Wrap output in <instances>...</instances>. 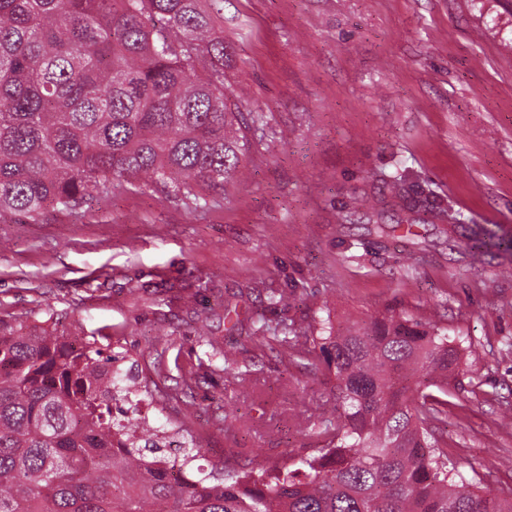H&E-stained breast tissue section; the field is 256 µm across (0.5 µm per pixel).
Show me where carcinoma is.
I'll list each match as a JSON object with an SVG mask.
<instances>
[{"instance_id":"obj_1","label":"carcinoma","mask_w":512,"mask_h":512,"mask_svg":"<svg viewBox=\"0 0 512 512\" xmlns=\"http://www.w3.org/2000/svg\"><path fill=\"white\" fill-rule=\"evenodd\" d=\"M224 0H0V218L39 222L112 186L196 207L245 161L261 119L224 82ZM470 251H511L483 228ZM289 362L321 366L316 453L225 473H165L166 431L142 401L175 396L112 369L87 341L0 324V512H512L448 468L449 380L468 338L387 308L321 331L258 328ZM225 376L250 370L225 352ZM193 467L202 445L178 426Z\"/></svg>"}]
</instances>
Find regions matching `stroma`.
<instances>
[{
    "label": "stroma",
    "instance_id": "1",
    "mask_svg": "<svg viewBox=\"0 0 512 512\" xmlns=\"http://www.w3.org/2000/svg\"><path fill=\"white\" fill-rule=\"evenodd\" d=\"M224 39L227 80L264 116L242 175L203 207L116 187L78 218L0 220V319L127 349L129 369L164 356L162 387L211 362L187 390L189 419L146 411L185 422L208 471L319 446L305 422L321 373L257 348L259 323L419 308L472 342L448 390L449 466L512 489V253L478 260L462 232L512 237V0H224ZM397 172L415 183L401 198ZM354 202L353 223H337ZM232 348L250 383L225 381Z\"/></svg>",
    "mask_w": 512,
    "mask_h": 512
}]
</instances>
